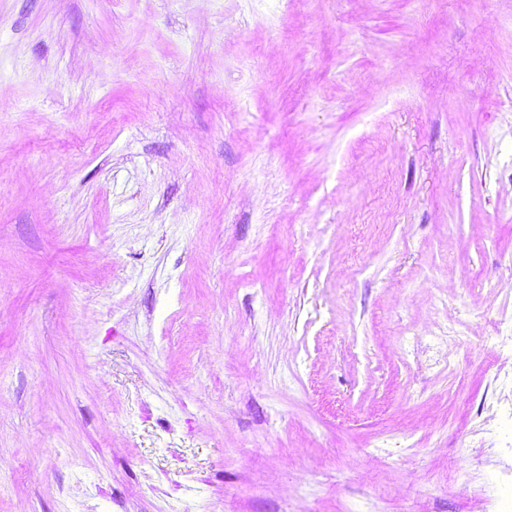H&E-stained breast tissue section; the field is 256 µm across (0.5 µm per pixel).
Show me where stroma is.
I'll return each mask as SVG.
<instances>
[{
	"label": "stroma",
	"mask_w": 512,
	"mask_h": 512,
	"mask_svg": "<svg viewBox=\"0 0 512 512\" xmlns=\"http://www.w3.org/2000/svg\"><path fill=\"white\" fill-rule=\"evenodd\" d=\"M512 0H0V512H497Z\"/></svg>",
	"instance_id": "stroma-1"
}]
</instances>
